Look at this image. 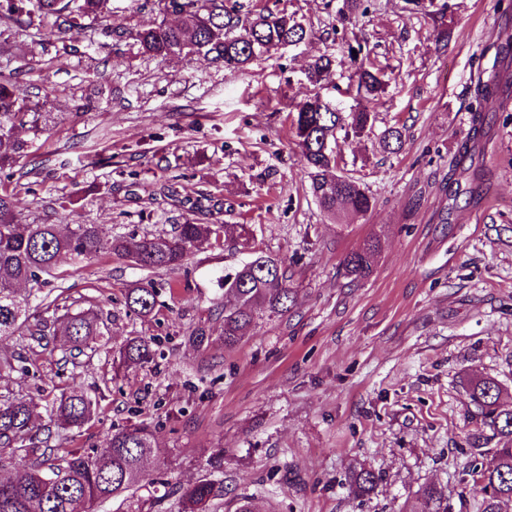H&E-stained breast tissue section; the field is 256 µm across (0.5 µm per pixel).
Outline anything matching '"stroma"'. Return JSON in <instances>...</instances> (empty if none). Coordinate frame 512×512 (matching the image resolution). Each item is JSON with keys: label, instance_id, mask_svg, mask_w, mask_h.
<instances>
[{"label": "stroma", "instance_id": "obj_1", "mask_svg": "<svg viewBox=\"0 0 512 512\" xmlns=\"http://www.w3.org/2000/svg\"><path fill=\"white\" fill-rule=\"evenodd\" d=\"M507 2L454 0L439 23L403 0H372L366 50L388 72L378 124L403 127L405 142L392 154L374 133L338 139L342 172L374 200L348 223L311 196L285 107L309 92L301 78L316 56L335 59L336 86H347L353 36L337 26L340 0H277L313 38L236 76L196 56L140 53L125 31L157 21L141 0H112L109 57L86 47L103 27L92 20L68 40L65 66L52 47L0 56L20 96L56 121L24 133L27 153L12 177L0 174L23 223L101 224L123 238L188 220L230 228L223 246L201 245L175 271L108 254L62 264L60 287L74 309L101 313L113 351L152 341L142 367L118 375L111 353L69 358L54 337L43 347L0 339V358L23 355L30 369L0 377V392L99 399L80 429L52 432L37 416L39 440L83 452L132 425L151 434L154 486L101 512H173L174 487L203 477L224 485L210 512H234L244 496L259 512H411L426 483L441 487L448 512H477L482 486L464 466L485 428L468 375L498 380L512 406V83L484 102L478 137L471 107L485 67L507 73L495 58L512 37ZM373 235V271L350 281L342 260ZM255 252L290 264L295 306L228 348L220 279ZM148 282L158 305L143 318L125 295ZM363 468L376 483L357 496L348 478Z\"/></svg>", "mask_w": 512, "mask_h": 512}]
</instances>
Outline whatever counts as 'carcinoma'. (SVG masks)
Masks as SVG:
<instances>
[{
    "mask_svg": "<svg viewBox=\"0 0 512 512\" xmlns=\"http://www.w3.org/2000/svg\"><path fill=\"white\" fill-rule=\"evenodd\" d=\"M338 21L351 23L361 9V0H341ZM161 20L147 29L129 32L141 53L165 61L174 56H201L232 75L245 73L251 63L285 44L296 47L309 40L313 31L293 13L274 12L253 0H147ZM405 9L422 11L436 7L433 14L443 18L451 11L449 0L437 6L434 0H405ZM112 15V0H0V49L31 35L41 47L64 41L83 28L86 19L104 23ZM356 82L354 105L344 110L336 101L317 93L304 96L291 110V128L300 162L310 179V192L322 211L337 219L364 216L374 201L362 185L342 173L336 154L337 133L360 138L372 133L381 105L384 70L368 61L363 45L348 47ZM334 60L328 55L309 62L305 79L313 86L334 83ZM15 73L0 70V172L10 169L22 157L27 141L17 132L35 135L45 131L49 115L34 112L16 94ZM498 91L496 83L475 88L478 104L473 111L475 134L481 133L483 101ZM405 133L388 126L379 143L391 153L398 152ZM15 194L0 193V338L27 336L42 344L47 331L60 332L69 352L106 349L109 339L101 331L99 314L65 312L51 320L34 318L32 301L45 310H59L57 299L44 292V275L54 274L60 263L73 264L101 254L129 259L147 270H174L185 264L192 250L202 242L220 243L226 235L224 224L186 221L171 235H145L129 242L108 234L102 224H74L63 233L56 224H22ZM377 252L371 238L363 247L347 254L342 262L345 274L354 280L368 277ZM224 346L237 344L244 332L261 319L282 318L293 307V289L284 263L257 254L233 272L224 275ZM158 291L151 285L130 289L125 297L129 311L147 317L156 309ZM152 357L151 345L139 338L130 340L119 352V366L139 367ZM471 401L492 437L510 444L488 452L471 453L468 471L482 484L483 498L478 512H504L512 503V408L500 404L501 386L490 377H476L468 384ZM98 400L84 391L63 394L49 409L50 421L67 430L82 428L97 413ZM38 403L32 398L0 396V456L24 462L23 473L0 480V512H100L109 499L151 486L154 479L145 469L151 453V435L143 428L111 433L102 451L77 453L58 445L33 447V419ZM376 482L370 469L356 471L349 478L352 490L365 494ZM178 512H206V507L224 496L223 483L200 479L176 490ZM415 496L421 512H447L444 494L434 484L418 488Z\"/></svg>",
    "mask_w": 512,
    "mask_h": 512,
    "instance_id": "cac0c4a2",
    "label": "carcinoma"
}]
</instances>
